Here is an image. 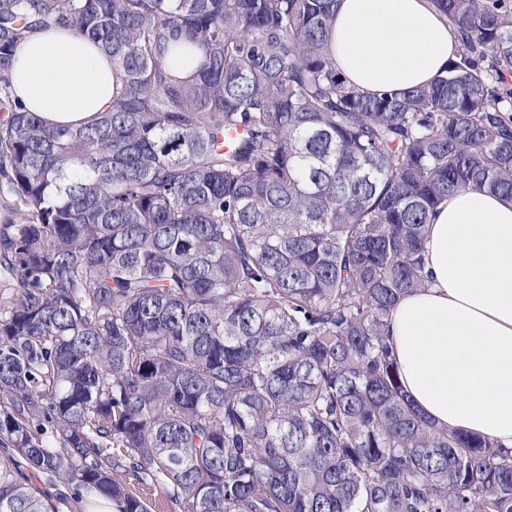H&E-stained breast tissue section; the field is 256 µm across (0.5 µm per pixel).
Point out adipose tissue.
I'll return each mask as SVG.
<instances>
[{"label":"adipose tissue","mask_w":512,"mask_h":512,"mask_svg":"<svg viewBox=\"0 0 512 512\" xmlns=\"http://www.w3.org/2000/svg\"><path fill=\"white\" fill-rule=\"evenodd\" d=\"M329 46L341 76L374 93L430 83L457 48L431 0H336ZM9 79L50 124L86 123L112 100L111 60L66 27L30 33ZM424 250L427 287L389 317L404 390L435 425L512 448V199L449 195Z\"/></svg>","instance_id":"adipose-tissue-1"}]
</instances>
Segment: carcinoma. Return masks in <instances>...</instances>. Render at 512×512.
Returning a JSON list of instances; mask_svg holds the SVG:
<instances>
[{"mask_svg":"<svg viewBox=\"0 0 512 512\" xmlns=\"http://www.w3.org/2000/svg\"><path fill=\"white\" fill-rule=\"evenodd\" d=\"M429 86H349L335 0H0V512H512V450L436 427L386 329L436 207L512 198V7L433 0ZM112 60L79 127L22 110L27 35ZM24 471L30 477L31 482L41 491H47L55 497V494L61 493L67 498V504L62 507L63 512H85L88 507L85 492H79L77 489L63 484L62 480L49 478L44 474L36 472L24 465ZM141 488H144L142 491ZM137 493L147 503L149 512H180L175 502L158 487L136 484Z\"/></svg>","mask_w":512,"mask_h":512,"instance_id":"carcinoma-1","label":"carcinoma"}]
</instances>
